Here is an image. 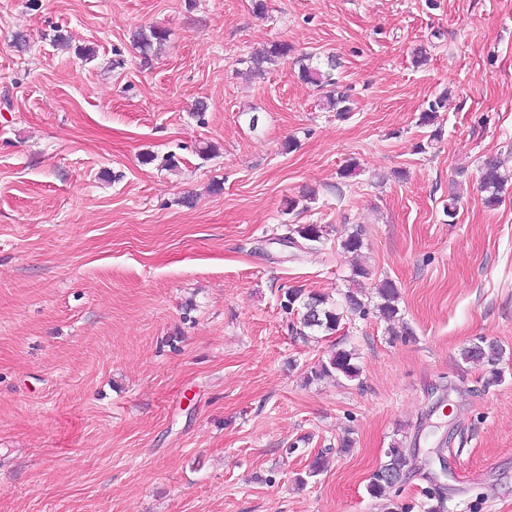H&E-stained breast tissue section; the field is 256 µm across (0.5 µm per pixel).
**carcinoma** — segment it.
Masks as SVG:
<instances>
[{"label":"carcinoma","instance_id":"1","mask_svg":"<svg viewBox=\"0 0 512 512\" xmlns=\"http://www.w3.org/2000/svg\"><path fill=\"white\" fill-rule=\"evenodd\" d=\"M168 31L160 26L139 28L133 34L132 43L144 60L160 54L168 42ZM293 52L292 46L286 42H274L269 47L250 54L245 60L251 76L261 77L265 73V65L272 64ZM300 77L318 87L325 89L323 105L326 109L336 113L340 119L347 117L353 111L354 99L350 88L342 86L335 81L327 79L320 67L313 64V56L302 54L296 58ZM447 95L436 97L428 105V109L420 114L419 122L424 126L434 124L437 113L446 107ZM501 162L495 156L486 157L480 167V190L485 193L484 204L488 208L498 206L502 200V192L507 183V177L501 172ZM288 242L309 251H317L327 240L325 230L319 224L289 225L286 235ZM344 251L360 254L364 247L362 233L358 230L349 233L341 240ZM363 293L360 288H354L344 293V305L333 307L328 305L327 299L322 295H307L301 288H289L284 292L283 307L287 310H297L300 315L302 336L307 333H334L339 331L347 316L366 313L365 303L359 298ZM376 295L379 303L376 310L379 316L387 321H393L399 313L397 302L399 291L397 285L389 279L376 286ZM501 355V348L494 342L481 340L464 349L463 359L467 362L481 364L489 367L490 381L500 379V373L495 368ZM337 374L348 380L359 376V367L353 362V353L345 349H336L324 360L319 361L311 371L310 379L318 380L324 376ZM412 449L395 442L386 450V461L373 474L367 487L368 493L373 497H381L397 487L396 478L404 477V468L408 464ZM426 478L431 487L424 491L426 502L424 512H448V493L444 485L439 483L438 477L427 473Z\"/></svg>","mask_w":512,"mask_h":512}]
</instances>
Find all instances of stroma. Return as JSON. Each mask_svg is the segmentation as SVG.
Segmentation results:
<instances>
[{"label": "stroma", "instance_id": "1", "mask_svg": "<svg viewBox=\"0 0 512 512\" xmlns=\"http://www.w3.org/2000/svg\"><path fill=\"white\" fill-rule=\"evenodd\" d=\"M265 4L0 0V512H423L419 473L394 500L367 492L397 441L443 449L449 512H512V181L493 209L479 189L485 157L512 174V0ZM150 25L169 41L146 61L131 35ZM281 41L334 56L348 117L293 57L246 76ZM289 224L326 226L323 250L283 244ZM356 230L366 315L300 336L284 292L341 301ZM482 340L498 383L461 356ZM334 347L359 376L307 382ZM379 303L376 310L381 318L387 321H394L399 313L397 302L399 291L397 285L389 279L382 281L375 288Z\"/></svg>", "mask_w": 512, "mask_h": 512}]
</instances>
